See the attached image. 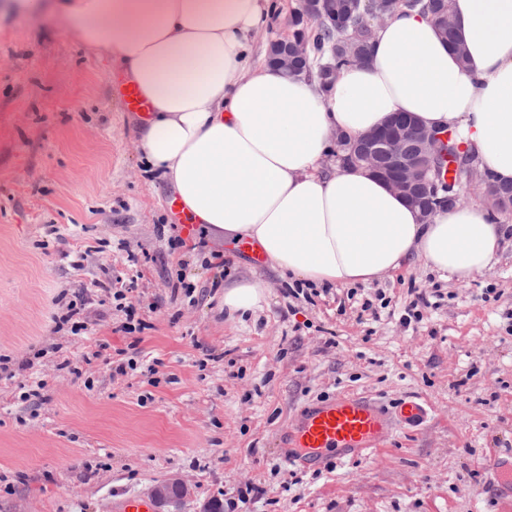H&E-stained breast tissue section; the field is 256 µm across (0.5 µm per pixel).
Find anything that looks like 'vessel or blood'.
<instances>
[{
  "instance_id": "b4317fda",
  "label": "vessel or blood",
  "mask_w": 512,
  "mask_h": 512,
  "mask_svg": "<svg viewBox=\"0 0 512 512\" xmlns=\"http://www.w3.org/2000/svg\"><path fill=\"white\" fill-rule=\"evenodd\" d=\"M428 411L423 401L404 400L387 407L357 395L303 410L284 437L288 458L303 468L319 466L326 458H368L393 429L420 426Z\"/></svg>"
}]
</instances>
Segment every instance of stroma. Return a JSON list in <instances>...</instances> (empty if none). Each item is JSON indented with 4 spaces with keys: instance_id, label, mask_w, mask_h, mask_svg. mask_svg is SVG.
I'll use <instances>...</instances> for the list:
<instances>
[{
    "instance_id": "35a3bbf8",
    "label": "stroma",
    "mask_w": 512,
    "mask_h": 512,
    "mask_svg": "<svg viewBox=\"0 0 512 512\" xmlns=\"http://www.w3.org/2000/svg\"><path fill=\"white\" fill-rule=\"evenodd\" d=\"M140 128L110 61L64 21H0V512H103L174 475L186 497L152 512H512L487 462L512 450V216L467 283L419 260L299 292L173 222ZM118 278L142 332L121 329ZM253 279L261 308L229 316L225 289ZM70 304L76 334L55 323ZM344 393L431 410L371 458L288 464L300 411Z\"/></svg>"
}]
</instances>
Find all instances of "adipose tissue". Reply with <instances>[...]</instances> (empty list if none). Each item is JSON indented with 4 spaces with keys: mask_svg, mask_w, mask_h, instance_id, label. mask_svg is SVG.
Returning <instances> with one entry per match:
<instances>
[{
    "mask_svg": "<svg viewBox=\"0 0 512 512\" xmlns=\"http://www.w3.org/2000/svg\"><path fill=\"white\" fill-rule=\"evenodd\" d=\"M458 61L429 16L399 10L375 32L369 65L330 90L284 76L255 35L266 0H0V14L50 11L138 85L153 112L138 139L147 171L192 223L257 244L286 281L369 283L422 258L465 283L495 261L506 228L485 203L431 222L381 179L336 160L397 112L455 129L512 182V0H453Z\"/></svg>",
    "mask_w": 512,
    "mask_h": 512,
    "instance_id": "adipose-tissue-1",
    "label": "adipose tissue"
}]
</instances>
